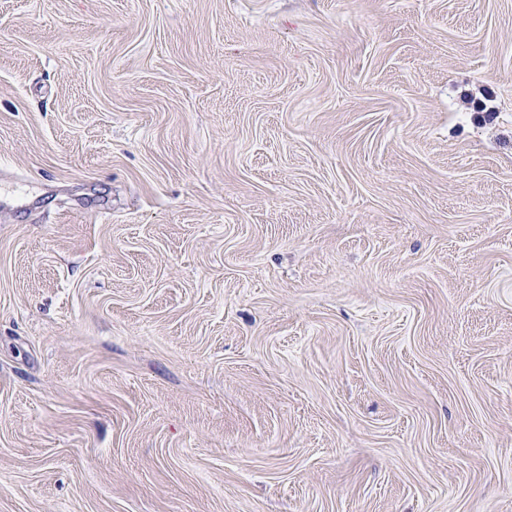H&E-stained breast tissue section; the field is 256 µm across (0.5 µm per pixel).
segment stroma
I'll list each match as a JSON object with an SVG mask.
<instances>
[{
	"instance_id": "35a3bbf8",
	"label": "stroma",
	"mask_w": 512,
	"mask_h": 512,
	"mask_svg": "<svg viewBox=\"0 0 512 512\" xmlns=\"http://www.w3.org/2000/svg\"><path fill=\"white\" fill-rule=\"evenodd\" d=\"M0 512H512V0H0Z\"/></svg>"
}]
</instances>
